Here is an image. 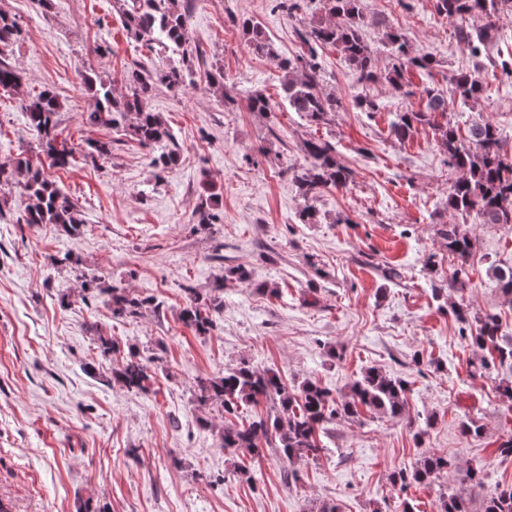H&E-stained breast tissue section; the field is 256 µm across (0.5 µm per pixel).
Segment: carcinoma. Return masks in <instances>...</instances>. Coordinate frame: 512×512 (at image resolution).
<instances>
[{
	"label": "carcinoma",
	"mask_w": 512,
	"mask_h": 512,
	"mask_svg": "<svg viewBox=\"0 0 512 512\" xmlns=\"http://www.w3.org/2000/svg\"><path fill=\"white\" fill-rule=\"evenodd\" d=\"M124 10L122 26L127 38L146 45L158 43L165 48L181 50L183 60L189 62L199 56L191 46L186 16L177 7L176 0H131ZM434 12L448 19L465 16L482 21L479 29L462 28L461 42L474 54L492 37L495 18L504 10L512 11V0H431ZM324 16L310 21L296 30L305 51L295 58H282L268 39L260 22L245 19L241 23L246 44L252 53L276 62L283 73L281 92L288 109L304 116L310 123L320 125L338 111L336 95L321 88L317 49L330 45L337 48L356 71L359 81L368 86L387 82L405 96H418L419 104L397 114L392 122V136L403 141L418 128L434 131L439 148L448 158V165L460 171L461 176L448 187V207L462 216H473L482 224H498L512 229V161L506 157L504 142L497 126L487 120L474 121L465 130L448 121V99L434 85L414 90L405 74L416 70L431 72L436 61L430 55L412 50L405 35L393 28L385 29V45L391 51L388 70L377 69L374 52L364 40L362 0H324ZM21 38L16 18L0 12V55ZM23 76L6 61H0V90L12 91L20 86ZM184 83L183 71L178 68L148 70L133 68L124 75V94L116 98L112 86L84 79L94 98V106L87 112L86 122L91 126H118L127 130L145 148H155L172 138L165 119L148 107L154 91L162 86L171 88ZM458 98L475 102L482 98L484 88L477 77L460 73L453 79ZM20 111L41 137V151L53 167L66 169L76 163L77 149L57 141V116L61 103L54 91L45 87L18 102ZM305 163L294 171V178L304 200L299 212L303 224L320 222V212L314 206L316 199L328 188H343L350 179V171L339 163L336 148L328 141L309 139L304 143ZM179 156L163 152L153 158L156 175L162 176L177 164ZM16 167L25 171L21 184L26 207L21 220L25 224H55L69 236H77L84 225L81 211L70 197L49 179L37 162L28 158L17 161ZM223 223L220 213L206 201L198 210V224L213 226ZM441 236L447 240L448 254L456 260L451 279L438 290L451 288L464 291L468 273L466 267L474 250V238L463 224H444ZM496 288L512 299V266L491 267ZM101 278L91 277L81 282L82 292L106 293L112 316L134 317L149 299L132 296L118 288L100 287ZM191 300L181 312L183 323L199 334L216 328L214 314L222 307L220 297L200 294L188 289ZM452 311L461 323L460 336L488 355L481 357L480 369L493 374L497 367L512 369V336L505 334L499 316L485 313L468 316L463 302L454 304ZM112 378L123 387L146 392L155 380V368L131 349L125 359L112 370ZM197 403L207 407L214 403L224 411V419L240 418L243 407L255 405L261 399L276 404L278 415L254 417L240 425H226L218 432L224 451L236 455L242 451L259 453L262 438L275 442L280 454L288 460H316L322 451L318 431L336 418L354 420L364 411L397 418L406 407L408 381L371 367L350 387V397L342 399L329 388L314 381H305L290 388L288 383L271 372H260L243 363L224 370V375L202 378L197 383ZM447 457L429 454L411 468L400 469L391 476L393 486L404 490L409 485L423 484L448 471ZM441 512H472L470 497L455 492H442ZM481 512H512V485L496 487L484 496Z\"/></svg>",
	"instance_id": "carcinoma-1"
}]
</instances>
